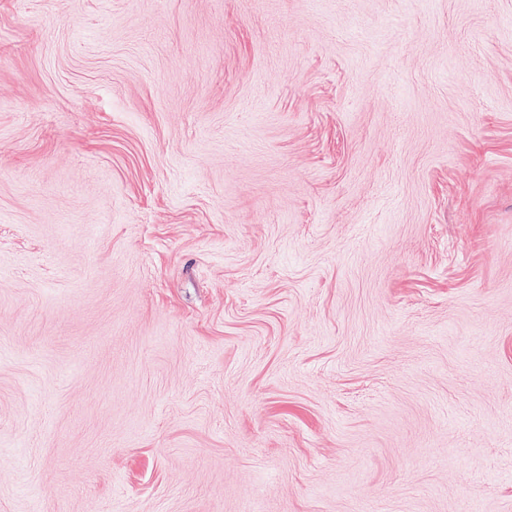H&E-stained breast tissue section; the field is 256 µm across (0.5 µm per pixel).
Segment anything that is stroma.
Segmentation results:
<instances>
[{"label": "stroma", "mask_w": 512, "mask_h": 512, "mask_svg": "<svg viewBox=\"0 0 512 512\" xmlns=\"http://www.w3.org/2000/svg\"><path fill=\"white\" fill-rule=\"evenodd\" d=\"M512 512V0H0V512Z\"/></svg>", "instance_id": "1"}]
</instances>
